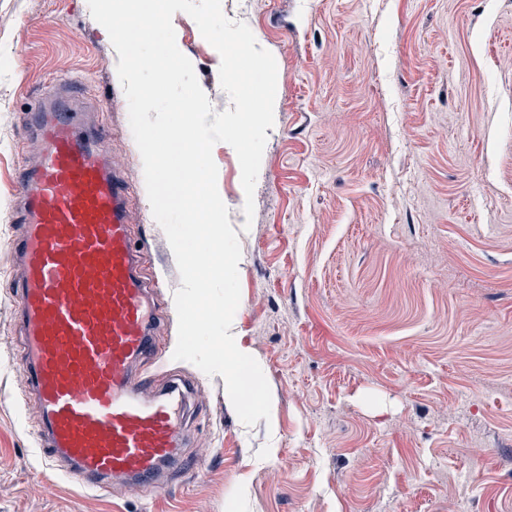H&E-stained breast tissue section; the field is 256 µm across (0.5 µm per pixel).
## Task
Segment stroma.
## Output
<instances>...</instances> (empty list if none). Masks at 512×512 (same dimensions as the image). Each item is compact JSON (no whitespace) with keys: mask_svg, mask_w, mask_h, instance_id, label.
Masks as SVG:
<instances>
[{"mask_svg":"<svg viewBox=\"0 0 512 512\" xmlns=\"http://www.w3.org/2000/svg\"><path fill=\"white\" fill-rule=\"evenodd\" d=\"M277 63L279 112L254 192L215 144L240 240L232 334L273 421L241 422L221 375L173 360L175 256L148 200L117 75L88 0H0V512H512V0H221ZM179 50L216 112L221 58L186 13ZM85 80L104 156L136 191L131 239L160 351L134 373L182 380L188 440L158 488L99 491L46 465L10 285L26 114Z\"/></svg>","mask_w":512,"mask_h":512,"instance_id":"35a3bbf8","label":"stroma"}]
</instances>
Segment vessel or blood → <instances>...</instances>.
<instances>
[{"mask_svg":"<svg viewBox=\"0 0 512 512\" xmlns=\"http://www.w3.org/2000/svg\"><path fill=\"white\" fill-rule=\"evenodd\" d=\"M73 88L56 84L27 114L42 151L17 186L20 360L46 461L90 488L114 478L152 487L187 439L183 405L172 390L146 395L132 373L157 348L154 283L131 245L130 187L106 164Z\"/></svg>","mask_w":512,"mask_h":512,"instance_id":"1","label":"vessel or blood"}]
</instances>
